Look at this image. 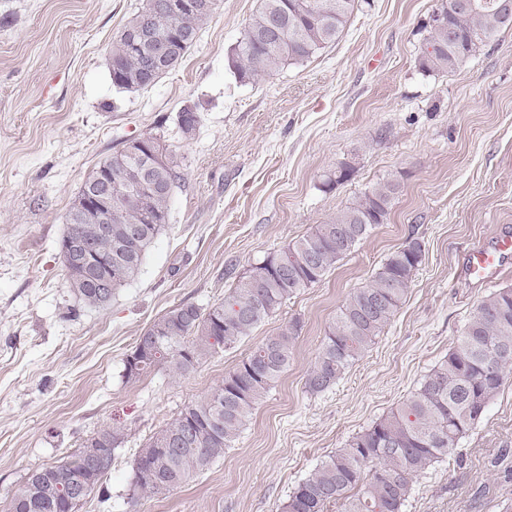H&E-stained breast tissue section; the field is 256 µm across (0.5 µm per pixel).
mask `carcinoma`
Returning a JSON list of instances; mask_svg holds the SVG:
<instances>
[{"mask_svg": "<svg viewBox=\"0 0 512 512\" xmlns=\"http://www.w3.org/2000/svg\"><path fill=\"white\" fill-rule=\"evenodd\" d=\"M150 0L119 31L109 50L110 77L117 92L148 89L143 83L144 53L133 51V32L142 24L155 33L181 34L171 58L157 78L181 65L196 44L202 26L219 0L181 16L147 10ZM441 0L444 22L433 26L419 59L426 72L455 70L504 30L505 0ZM355 8V0H260L229 68L242 83L270 76L286 66L309 60L338 39ZM104 176L116 199L133 188L149 190L148 210L114 208L112 233L86 220L75 206L66 214L67 230L59 242L65 283L83 306L100 310L116 291L133 281L155 240L170 220V202L183 186L182 160L172 149L155 156L148 148L131 156L121 150L103 159L87 175L79 192H92ZM400 185L378 184L305 237L269 253L240 276L224 299L202 310L180 304L168 310L136 340L124 360V377L137 380L164 366L179 376L193 372L202 360L235 347L297 291L318 283L336 262L384 223ZM93 256L98 271L79 263ZM422 241L410 236L389 253L370 285L351 292L328 326L306 378L310 393L335 384L375 342L397 311L421 263ZM300 321L288 322L267 337L224 382L196 399L154 434L136 456L129 503L158 497L201 474L224 457L253 411L288 368ZM512 369V288L482 298L448 355L427 374L396 410L357 434L349 446L321 461L288 496L281 512H325L332 501L342 512H403L414 479L448 457L458 441L484 415ZM123 440L122 429L106 427L86 439L71 459L29 474L10 497H22L19 512H62V485L81 489V499L103 492L101 481L112 469V454ZM103 449V462L89 468L86 448Z\"/></svg>", "mask_w": 512, "mask_h": 512, "instance_id": "carcinoma-1", "label": "carcinoma"}]
</instances>
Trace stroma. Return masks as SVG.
<instances>
[{"label": "stroma", "mask_w": 512, "mask_h": 512, "mask_svg": "<svg viewBox=\"0 0 512 512\" xmlns=\"http://www.w3.org/2000/svg\"><path fill=\"white\" fill-rule=\"evenodd\" d=\"M143 0H0V510L38 467L123 428L103 484L78 512H280L328 455L388 415L454 346L512 265L471 286L466 248L512 233V29L451 72L419 58L440 0H357L335 43L254 83L227 58L258 0H220L197 43L153 87L120 93L108 49ZM203 102L192 137L180 109ZM164 140L184 185L140 274L102 310L69 292L65 216L95 165L130 139ZM349 177L326 180L340 165ZM400 192L318 283L234 348L181 377L122 376L136 339L179 304L205 309L268 253L306 236L376 184ZM422 262L389 323L330 388L305 380L349 293L409 236ZM300 320L286 373L232 448L168 494L131 508L139 448L224 381L265 338ZM512 376L405 512H512Z\"/></svg>", "instance_id": "obj_1"}]
</instances>
